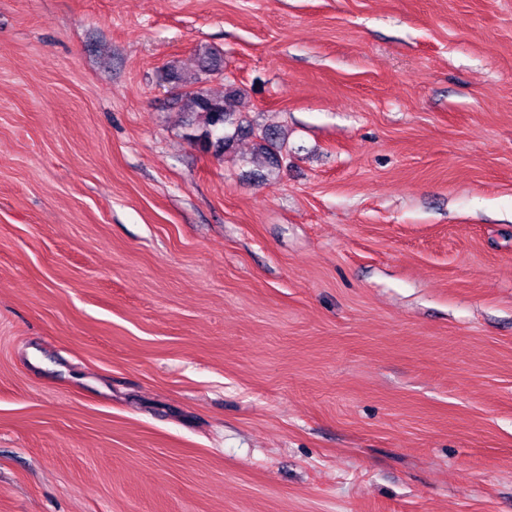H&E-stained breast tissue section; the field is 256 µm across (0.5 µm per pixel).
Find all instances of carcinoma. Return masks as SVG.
I'll use <instances>...</instances> for the list:
<instances>
[{
    "instance_id": "cac0c4a2",
    "label": "carcinoma",
    "mask_w": 512,
    "mask_h": 512,
    "mask_svg": "<svg viewBox=\"0 0 512 512\" xmlns=\"http://www.w3.org/2000/svg\"><path fill=\"white\" fill-rule=\"evenodd\" d=\"M224 68V59L210 48L199 50L198 70L187 78L171 73L170 80L188 88L186 96L191 102V112L203 125V131L193 139L202 149L214 146L227 152L234 148L241 137H250L254 141L253 162L274 170L288 166V148L281 131L276 128H258L254 126L246 113L239 110L241 91L230 81L222 96H213L201 86L203 75ZM234 131L229 133L227 128Z\"/></svg>"
}]
</instances>
